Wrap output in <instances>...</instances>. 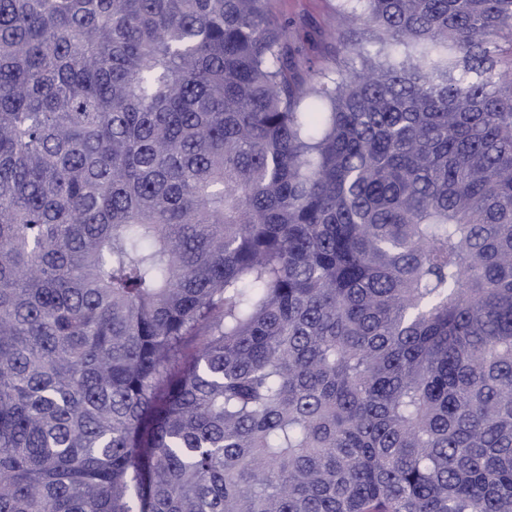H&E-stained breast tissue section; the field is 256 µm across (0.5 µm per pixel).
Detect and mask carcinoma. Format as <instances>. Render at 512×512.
<instances>
[{
    "mask_svg": "<svg viewBox=\"0 0 512 512\" xmlns=\"http://www.w3.org/2000/svg\"><path fill=\"white\" fill-rule=\"evenodd\" d=\"M266 2L0 0V512H512V0ZM337 5L338 0H267L268 13L288 25V53L293 57V71L305 85L345 65L337 55L339 38H357L338 31Z\"/></svg>",
    "mask_w": 512,
    "mask_h": 512,
    "instance_id": "carcinoma-1",
    "label": "carcinoma"
}]
</instances>
